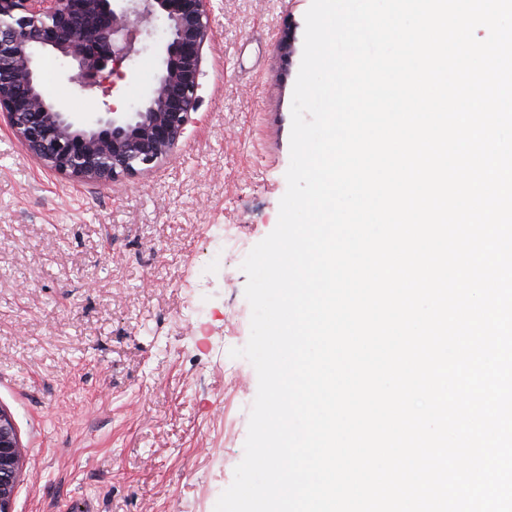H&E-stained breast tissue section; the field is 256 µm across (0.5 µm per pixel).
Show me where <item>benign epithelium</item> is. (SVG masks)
I'll return each instance as SVG.
<instances>
[{"label": "benign epithelium", "instance_id": "7a95c632", "mask_svg": "<svg viewBox=\"0 0 512 512\" xmlns=\"http://www.w3.org/2000/svg\"><path fill=\"white\" fill-rule=\"evenodd\" d=\"M166 23L161 69L133 112L108 107L93 126L51 99L37 60H71L68 82L81 91L136 53L138 36ZM214 36L209 0H0V116L46 169L75 182L113 183L154 171L177 148L198 110L204 47ZM296 28L277 41L282 60L298 52ZM24 456L11 414L0 406V512H14Z\"/></svg>", "mask_w": 512, "mask_h": 512}]
</instances>
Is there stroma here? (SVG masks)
I'll list each match as a JSON object with an SVG mask.
<instances>
[{"mask_svg": "<svg viewBox=\"0 0 512 512\" xmlns=\"http://www.w3.org/2000/svg\"><path fill=\"white\" fill-rule=\"evenodd\" d=\"M311 0H212L194 124L153 172L117 184L41 168L0 127V406L25 471L14 512H214L244 457L258 389L241 264L287 189L301 60L275 38ZM166 26L108 89L77 92L48 53V93L86 123L134 111ZM232 233L235 244L224 242Z\"/></svg>", "mask_w": 512, "mask_h": 512, "instance_id": "obj_1", "label": "stroma"}]
</instances>
